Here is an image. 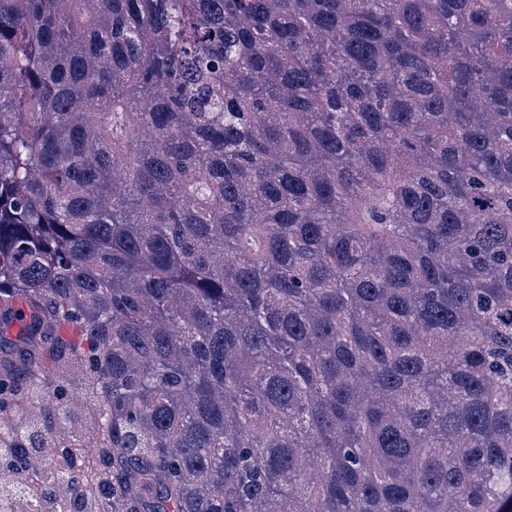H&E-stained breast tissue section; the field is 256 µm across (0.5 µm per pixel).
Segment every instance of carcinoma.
Masks as SVG:
<instances>
[{
	"label": "carcinoma",
	"mask_w": 512,
	"mask_h": 512,
	"mask_svg": "<svg viewBox=\"0 0 512 512\" xmlns=\"http://www.w3.org/2000/svg\"><path fill=\"white\" fill-rule=\"evenodd\" d=\"M14 302L0 512H512V0H0Z\"/></svg>",
	"instance_id": "obj_1"
}]
</instances>
